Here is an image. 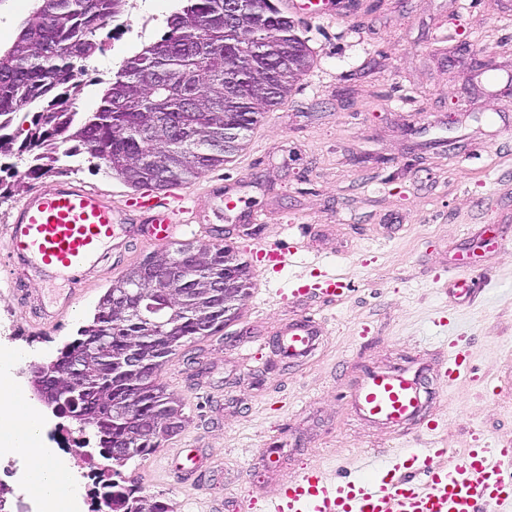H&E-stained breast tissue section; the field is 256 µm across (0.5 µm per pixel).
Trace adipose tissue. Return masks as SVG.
Listing matches in <instances>:
<instances>
[{
  "mask_svg": "<svg viewBox=\"0 0 512 512\" xmlns=\"http://www.w3.org/2000/svg\"><path fill=\"white\" fill-rule=\"evenodd\" d=\"M26 357V352L20 351L0 361V423L11 428L7 447L26 465L30 484L46 502L63 496L78 500L80 488L71 480L78 469L76 462L60 460L55 449L43 441L45 419L15 386L14 365Z\"/></svg>",
  "mask_w": 512,
  "mask_h": 512,
  "instance_id": "adipose-tissue-1",
  "label": "adipose tissue"
}]
</instances>
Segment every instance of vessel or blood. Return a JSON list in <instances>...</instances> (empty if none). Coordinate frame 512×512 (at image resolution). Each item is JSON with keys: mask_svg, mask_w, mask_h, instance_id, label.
<instances>
[{"mask_svg": "<svg viewBox=\"0 0 512 512\" xmlns=\"http://www.w3.org/2000/svg\"><path fill=\"white\" fill-rule=\"evenodd\" d=\"M285 11L310 18H346L357 0H282ZM195 214L183 189L144 187L114 198L83 182L66 180L35 190L15 208L0 230L12 261L40 269L46 277H73L96 266L104 246L123 256L140 244L166 246L192 232ZM308 249L305 239L284 246L254 237L253 269L275 271ZM343 277L320 273L317 283L294 289L296 301L318 297L334 301ZM322 328L310 316L286 321L278 353L291 361L307 357L318 345ZM470 367L465 350L455 349L439 367L450 385ZM419 374L401 368L364 370L349 395L352 411L388 427L434 435L441 425L424 411ZM498 501L512 512V450L483 445L463 456L453 449L405 448L386 464L363 458L356 478L336 479L326 470L302 469L279 484L272 495L256 494L248 512H478L482 502Z\"/></svg>", "mask_w": 512, "mask_h": 512, "instance_id": "b4317fda", "label": "vessel or blood"}]
</instances>
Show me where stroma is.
I'll list each match as a JSON object with an SVG mask.
<instances>
[{
    "instance_id": "stroma-1",
    "label": "stroma",
    "mask_w": 512,
    "mask_h": 512,
    "mask_svg": "<svg viewBox=\"0 0 512 512\" xmlns=\"http://www.w3.org/2000/svg\"><path fill=\"white\" fill-rule=\"evenodd\" d=\"M347 19L299 18L312 52L283 103L263 115L244 148L185 183L205 223L248 252L236 227L255 211L259 236L286 243L308 232L299 265L272 274L269 294L248 289L237 318L212 336L188 340L158 380L180 401L184 423L126 474L173 512H234L253 487L274 490L301 466L353 476L355 458L382 448H422L408 436L351 412L343 396L364 368L419 372L428 412L443 419L445 447L512 448V0H375ZM18 154L0 155L13 204L41 187ZM238 183L235 211L207 196L210 183ZM105 254L69 312L39 329L27 294L47 309L72 294L65 277L31 268L0 275V311H16L32 348L49 360L90 319L100 296L136 262ZM341 275L335 304L289 303L303 267ZM461 270L481 278L473 300L457 302L446 282ZM314 316L323 342L291 365L272 351L281 324ZM469 373L446 388L435 376L453 345ZM202 449L199 481L165 473L168 452ZM273 449L264 459L263 449Z\"/></svg>"
}]
</instances>
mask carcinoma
<instances>
[{"label":"carcinoma","instance_id":"cac0c4a2","mask_svg":"<svg viewBox=\"0 0 512 512\" xmlns=\"http://www.w3.org/2000/svg\"><path fill=\"white\" fill-rule=\"evenodd\" d=\"M127 0H33L13 44L0 50V153L26 155V176L69 171L61 158L84 153L132 188L197 178L241 149L259 116L279 105L311 62L307 40L277 0H180L160 40L144 43L115 72L94 112H67L80 89L72 73L98 48L97 32ZM38 45L39 55L30 54ZM37 104L26 135L6 132L14 112ZM186 273L168 282L169 259ZM249 271L228 246L182 243L141 261L107 288L98 309L31 386L58 415L88 416L100 456L112 468L101 494L105 512H170L121 476L137 456L161 447L166 422L183 423L180 405L158 383L165 359L186 340L210 336L236 317ZM223 285L216 292L213 284ZM136 351L138 365L125 356ZM84 358L85 387L57 392L69 359Z\"/></svg>","mask_w":512,"mask_h":512}]
</instances>
